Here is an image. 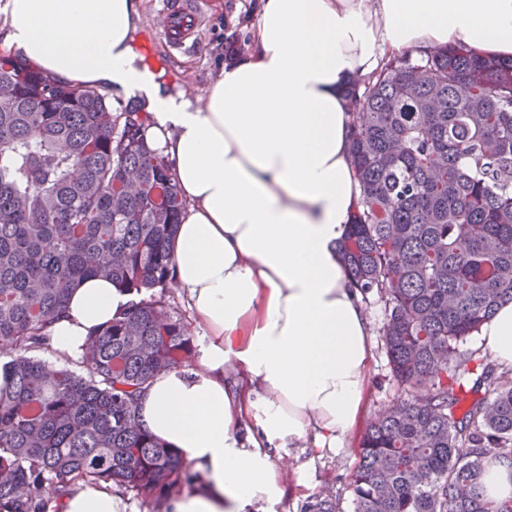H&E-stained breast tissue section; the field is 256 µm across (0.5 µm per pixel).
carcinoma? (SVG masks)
I'll use <instances>...</instances> for the list:
<instances>
[{"instance_id":"obj_1","label":"carcinoma","mask_w":512,"mask_h":512,"mask_svg":"<svg viewBox=\"0 0 512 512\" xmlns=\"http://www.w3.org/2000/svg\"><path fill=\"white\" fill-rule=\"evenodd\" d=\"M347 96L361 199L341 256L362 299L384 303L407 387L361 435L354 512H512L482 489L489 458L512 466V369L459 352L512 301V57H392ZM142 106L116 112L0 57V512H58L80 482L158 504L201 480L140 419L154 379L196 357L171 303L185 201ZM87 277L112 280L128 308L78 357H41ZM305 512H338L337 498Z\"/></svg>"}]
</instances>
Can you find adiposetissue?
Returning a JSON list of instances; mask_svg holds the SVG:
<instances>
[{
	"mask_svg": "<svg viewBox=\"0 0 512 512\" xmlns=\"http://www.w3.org/2000/svg\"><path fill=\"white\" fill-rule=\"evenodd\" d=\"M137 12V0H0V26L8 48L64 80L142 92L151 140L176 170L186 207L175 278L206 342L195 366L154 381L142 420L204 481L166 512H274L280 451L343 448L363 412L372 328L338 252L361 197L345 88L404 53L512 56V0H257L248 52L200 107L146 79L129 46ZM128 301L111 281L86 280L52 348L78 356ZM481 334L512 367V301ZM122 507L103 485L60 502Z\"/></svg>",
	"mask_w": 512,
	"mask_h": 512,
	"instance_id": "obj_1",
	"label": "adipose tissue"
}]
</instances>
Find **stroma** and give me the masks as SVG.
Returning <instances> with one entry per match:
<instances>
[{"mask_svg":"<svg viewBox=\"0 0 512 512\" xmlns=\"http://www.w3.org/2000/svg\"><path fill=\"white\" fill-rule=\"evenodd\" d=\"M202 25L196 43L186 50L166 45L161 0H139V13L133 23V46L143 65L157 79L172 86H185L187 93L203 95L224 65L227 38L250 36L256 22L254 0H195ZM374 330L373 358L365 392L363 421H370L396 397L400 388L393 380L384 353L379 329L385 319L383 303L368 298L364 305ZM359 433H352L339 450H317L291 444L286 448L288 475L286 493L275 512H300L302 505L322 492L340 499L342 512H352L348 476L357 462Z\"/></svg>","mask_w":512,"mask_h":512,"instance_id":"35a3bbf8","label":"stroma"}]
</instances>
